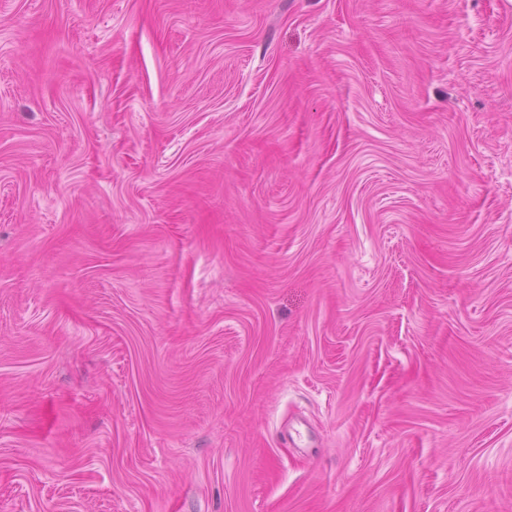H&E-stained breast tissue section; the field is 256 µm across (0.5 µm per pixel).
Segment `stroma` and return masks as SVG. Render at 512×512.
<instances>
[{"mask_svg": "<svg viewBox=\"0 0 512 512\" xmlns=\"http://www.w3.org/2000/svg\"><path fill=\"white\" fill-rule=\"evenodd\" d=\"M0 512H512V0H0Z\"/></svg>", "mask_w": 512, "mask_h": 512, "instance_id": "stroma-1", "label": "stroma"}]
</instances>
